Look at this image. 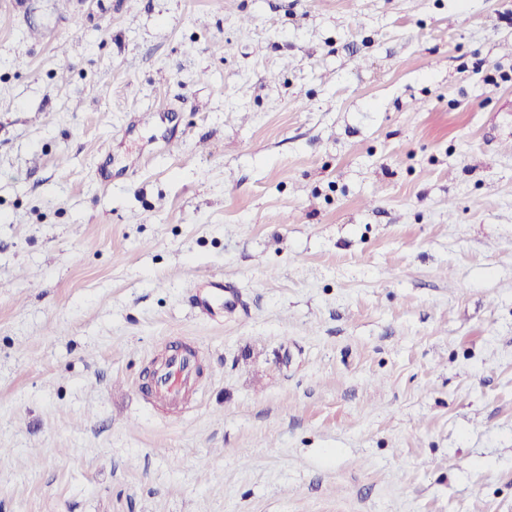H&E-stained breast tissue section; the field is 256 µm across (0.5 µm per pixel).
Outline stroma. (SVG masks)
<instances>
[{"instance_id":"stroma-1","label":"stroma","mask_w":512,"mask_h":512,"mask_svg":"<svg viewBox=\"0 0 512 512\" xmlns=\"http://www.w3.org/2000/svg\"><path fill=\"white\" fill-rule=\"evenodd\" d=\"M0 512H512V0H0ZM190 351H175L154 370L156 397L178 403L193 382L195 365Z\"/></svg>"}]
</instances>
